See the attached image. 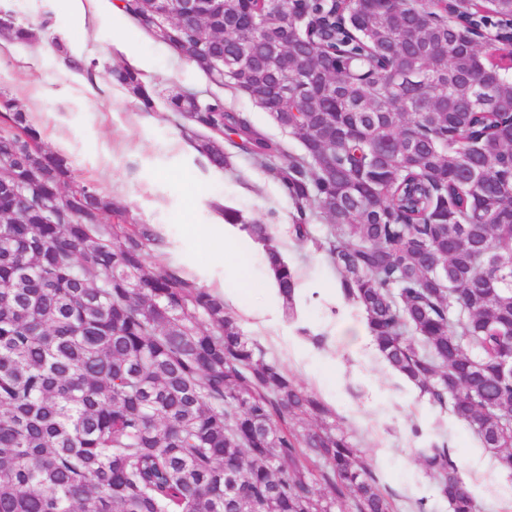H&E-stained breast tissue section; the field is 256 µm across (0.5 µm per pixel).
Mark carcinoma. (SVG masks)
I'll use <instances>...</instances> for the list:
<instances>
[{
  "mask_svg": "<svg viewBox=\"0 0 512 512\" xmlns=\"http://www.w3.org/2000/svg\"><path fill=\"white\" fill-rule=\"evenodd\" d=\"M122 2L299 140L287 154L219 97L167 98L181 130L210 132L192 144L212 169L228 166L227 136L274 172L297 237L309 211L326 217L340 292L379 357L512 471V0H224L184 26ZM0 36L36 42L9 10ZM110 75L153 109L137 70ZM0 121V512H324L347 495L355 512H393L362 449L223 296L149 270L156 229L103 223L121 210L73 180L14 101ZM224 221L262 245L295 315L296 271L269 225L227 207ZM305 416L321 426L295 431ZM418 458L449 512H475L447 448Z\"/></svg>",
  "mask_w": 512,
  "mask_h": 512,
  "instance_id": "1",
  "label": "carcinoma"
}]
</instances>
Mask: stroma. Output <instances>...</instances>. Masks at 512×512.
<instances>
[{"mask_svg":"<svg viewBox=\"0 0 512 512\" xmlns=\"http://www.w3.org/2000/svg\"><path fill=\"white\" fill-rule=\"evenodd\" d=\"M8 6L18 22L35 29L38 40L0 51V99L28 113L45 149L68 156L76 180L93 183L123 206L122 216L106 213L103 223L122 217L161 228L162 243L148 250L150 269H182L215 292L246 282L245 296L257 307L264 304L268 281L264 253L242 243L219 246L218 209L269 224L298 273L304 299L292 319L278 307L261 321L232 308L244 335L332 410L392 493L395 512H409L419 499L428 512H448L435 478L417 460L418 449L434 443L447 445L462 478L470 480L476 512H512L495 493L493 455L481 452L467 425L402 384L362 337L352 335L363 316L334 294L338 275L322 248L330 229L326 219L311 215L307 237L297 238L292 202L273 172L228 145L229 170L213 174L178 128L165 97L178 88L204 105L218 95L287 153H300L299 141L246 96L216 90L201 71L121 14L105 12L82 23L68 0H8ZM121 40L131 44L133 56L116 52ZM73 57L91 63V74L73 70ZM142 58L151 63L146 78L161 93L151 112L109 74L114 66L134 67Z\"/></svg>","mask_w":512,"mask_h":512,"instance_id":"obj_1","label":"stroma"}]
</instances>
